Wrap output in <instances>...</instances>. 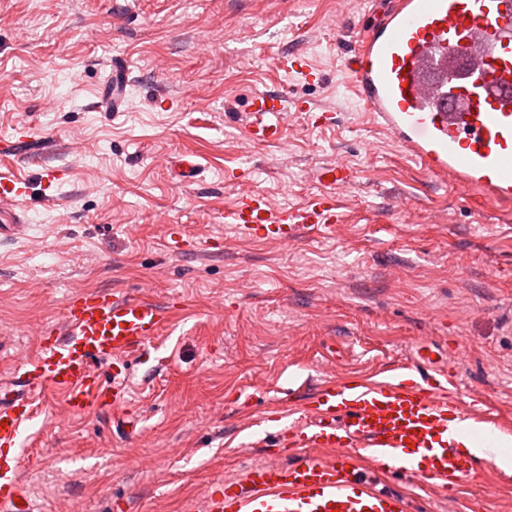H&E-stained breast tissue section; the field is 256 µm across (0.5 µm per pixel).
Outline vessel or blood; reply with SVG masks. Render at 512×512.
Returning a JSON list of instances; mask_svg holds the SVG:
<instances>
[{
	"label": "vessel or blood",
	"mask_w": 512,
	"mask_h": 512,
	"mask_svg": "<svg viewBox=\"0 0 512 512\" xmlns=\"http://www.w3.org/2000/svg\"><path fill=\"white\" fill-rule=\"evenodd\" d=\"M350 86L376 128L425 172L456 189L512 203V0H393L353 50ZM109 95L121 112L128 67L112 63ZM287 96L254 94L245 139L277 145L286 137ZM57 167L45 164L37 183L0 172V224L21 227L19 208L39 191L53 203ZM319 193L276 208L261 193L241 194L225 223L245 236L288 244L324 236L345 220L340 192L355 181L344 162L317 170ZM173 320L169 305L129 292L99 290L69 298L62 325L36 333L37 350L0 378V512H33L21 499L19 465L26 431L41 414L46 392L63 395L77 413L125 408L134 358ZM457 377L421 349L417 360L387 369L379 379H331L303 405L275 413L287 425L283 445L306 450L286 466L259 463L239 479L192 503L193 512H408L403 493H381L364 465L389 474L421 475L456 504L475 470L460 453L454 431L469 427L492 440L501 423L473 397L461 408Z\"/></svg>",
	"instance_id": "obj_1"
}]
</instances>
